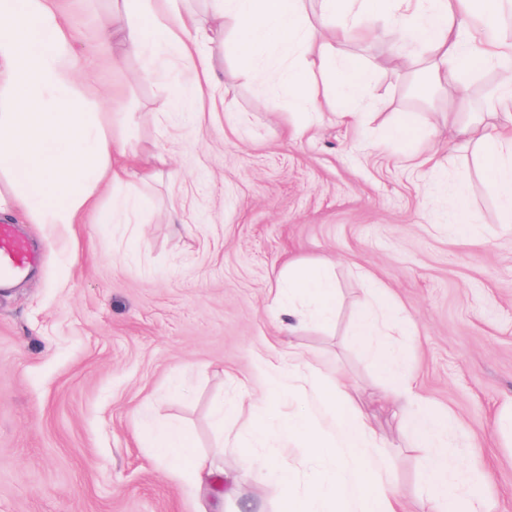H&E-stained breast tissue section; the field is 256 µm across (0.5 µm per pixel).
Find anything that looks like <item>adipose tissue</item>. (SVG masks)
I'll list each match as a JSON object with an SVG mask.
<instances>
[{
    "instance_id": "adipose-tissue-1",
    "label": "adipose tissue",
    "mask_w": 512,
    "mask_h": 512,
    "mask_svg": "<svg viewBox=\"0 0 512 512\" xmlns=\"http://www.w3.org/2000/svg\"><path fill=\"white\" fill-rule=\"evenodd\" d=\"M305 0H207L205 14L187 10L182 0H112V12L95 17L83 47H76L61 0H0V214L23 212L33 224H76L94 203L102 186L115 187L137 176L151 179L167 166L164 153L140 152L125 136L139 116L124 105L105 127L84 87L91 84L90 59L102 51L101 37L114 31L120 53L139 57L143 75L155 73L169 57L190 64L197 81L217 88L219 52L233 53L251 79L276 84L288 101L294 136L311 128L314 96L305 73L335 75L334 92L348 103L366 95L370 73L343 58L339 46L346 33L380 15L387 0H319L316 23L301 22ZM401 14L384 28L402 49L426 46L432 85L454 83L463 71L512 58L483 0H395ZM243 33L235 43L224 36L227 24ZM121 134H114V127ZM480 146L484 167L498 203L500 223L512 224V113L491 111L479 122L462 121L449 139ZM337 288L329 261L289 266L285 286L272 301L287 306L283 331L294 336L309 323H328L336 309ZM409 321L391 305L380 288L369 291L350 326L353 343L387 383L386 403L403 416V425L426 459L425 504L428 512H486L479 492L486 475L465 472L449 436L461 427L448 412L433 407L415 389L397 337ZM268 392L280 394L293 384L310 385L316 400L328 409L325 424L309 410L281 414V447L261 457L252 449L240 453L242 471L276 484L284 512H401L396 485L384 482V459L375 450L377 435L353 390L343 383H317L304 363L282 371L259 358ZM157 457L171 470H185L200 492L223 488L224 499L235 494V477L220 464L223 447L201 454L180 427L165 421L148 424ZM306 449L321 465L304 480L285 468H271L269 458L284 455L285 445ZM190 469H183V462ZM300 492H292V485Z\"/></svg>"
}]
</instances>
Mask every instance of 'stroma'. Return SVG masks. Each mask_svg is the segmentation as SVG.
I'll use <instances>...</instances> for the list:
<instances>
[{
  "instance_id": "obj_1",
  "label": "stroma",
  "mask_w": 512,
  "mask_h": 512,
  "mask_svg": "<svg viewBox=\"0 0 512 512\" xmlns=\"http://www.w3.org/2000/svg\"><path fill=\"white\" fill-rule=\"evenodd\" d=\"M341 51L368 66L362 123L320 103L314 127L291 138L273 86L216 59L224 87L202 110L156 120L154 101L176 86L194 92L190 66L161 80L139 75L137 57L93 64L95 88L138 106L139 147L170 154L169 166L124 193L145 205L140 224H31L13 216L42 251L30 277L0 289V512H213L211 500L171 472L142 434L147 415L180 424L197 448L219 444L214 414L236 405V425L264 393L258 356L283 369L303 358L323 383L343 380L375 409L371 424L409 512H424L423 454L393 409L377 408L386 384L348 331L370 273L409 317L402 339L414 383L462 423L465 466L488 476L489 512H512V228L473 145L448 149V131L485 111L497 66L416 100L409 93L424 47L353 38ZM417 112V148L436 171L405 159L382 126ZM467 176L475 233L457 237L448 187ZM332 259L336 316L298 336L270 306L291 261ZM223 444V443H220ZM249 438L224 446L238 472ZM269 484L240 474L224 512H279Z\"/></svg>"
}]
</instances>
